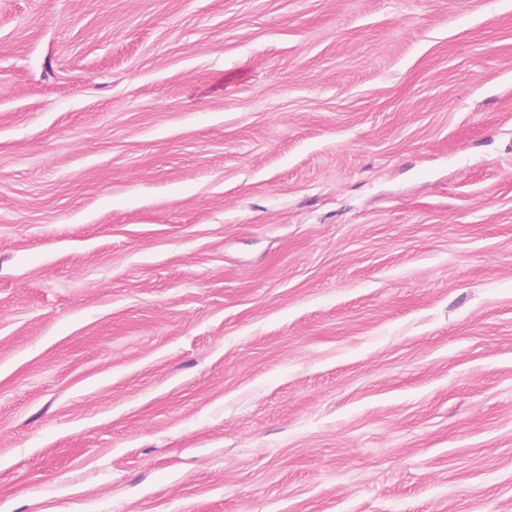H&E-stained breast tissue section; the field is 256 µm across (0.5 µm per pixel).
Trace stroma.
I'll return each mask as SVG.
<instances>
[{
  "label": "stroma",
  "mask_w": 512,
  "mask_h": 512,
  "mask_svg": "<svg viewBox=\"0 0 512 512\" xmlns=\"http://www.w3.org/2000/svg\"><path fill=\"white\" fill-rule=\"evenodd\" d=\"M0 512H512V0H0Z\"/></svg>",
  "instance_id": "35a3bbf8"
}]
</instances>
